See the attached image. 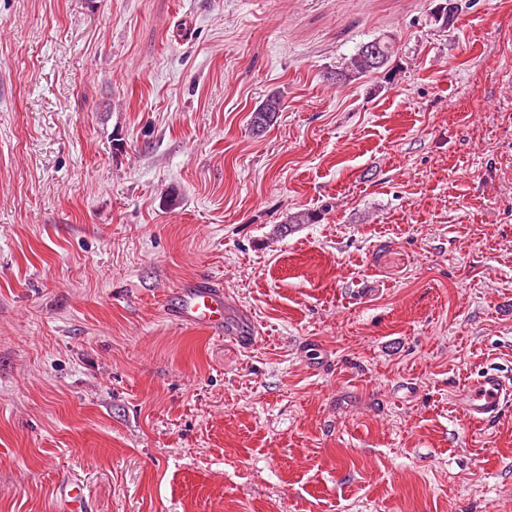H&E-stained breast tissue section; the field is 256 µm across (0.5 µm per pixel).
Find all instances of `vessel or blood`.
Segmentation results:
<instances>
[{
  "label": "vessel or blood",
  "mask_w": 512,
  "mask_h": 512,
  "mask_svg": "<svg viewBox=\"0 0 512 512\" xmlns=\"http://www.w3.org/2000/svg\"><path fill=\"white\" fill-rule=\"evenodd\" d=\"M166 313L180 324L224 334V290L210 280L189 283L179 289ZM511 402L512 376L487 372L466 383L460 407L469 420L485 424L494 421ZM55 494L59 512H90V497L79 485L59 484Z\"/></svg>",
  "instance_id": "1"
}]
</instances>
